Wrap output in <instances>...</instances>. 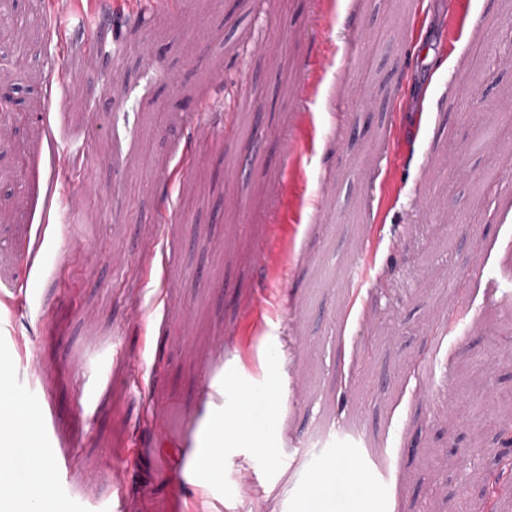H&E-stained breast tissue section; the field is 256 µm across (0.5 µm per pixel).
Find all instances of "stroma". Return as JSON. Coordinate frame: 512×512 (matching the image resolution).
<instances>
[{"label":"stroma","instance_id":"stroma-1","mask_svg":"<svg viewBox=\"0 0 512 512\" xmlns=\"http://www.w3.org/2000/svg\"><path fill=\"white\" fill-rule=\"evenodd\" d=\"M0 367L51 512H512V0H12ZM367 270L363 284L349 278ZM271 395L199 484L194 452ZM148 419V434L137 435ZM68 457V473L55 460Z\"/></svg>","mask_w":512,"mask_h":512}]
</instances>
